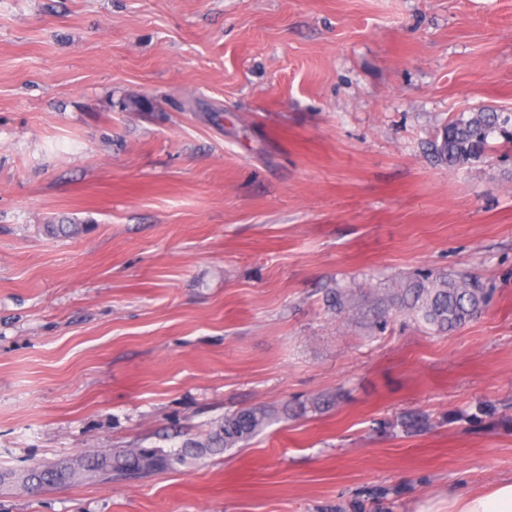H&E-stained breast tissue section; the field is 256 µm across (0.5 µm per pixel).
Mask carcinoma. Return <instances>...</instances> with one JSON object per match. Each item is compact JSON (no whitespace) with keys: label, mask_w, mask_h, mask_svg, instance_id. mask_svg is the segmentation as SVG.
<instances>
[{"label":"carcinoma","mask_w":512,"mask_h":512,"mask_svg":"<svg viewBox=\"0 0 512 512\" xmlns=\"http://www.w3.org/2000/svg\"><path fill=\"white\" fill-rule=\"evenodd\" d=\"M500 136L512 142V113L481 109L460 115L446 124L431 143L433 155L450 168H460L484 157L488 140ZM336 315L363 310V297L348 284L330 291ZM487 306V292L478 278L467 272L418 271L392 281L385 293L373 301L370 311L381 325L397 313H407L436 333H448L480 315ZM271 419L263 406H252L224 415L206 441H188L174 452L155 448H116L110 453L85 455L39 467L14 484L23 489L66 479L85 478L100 482L129 476H147L176 463L203 455L238 448L262 431Z\"/></svg>","instance_id":"1"}]
</instances>
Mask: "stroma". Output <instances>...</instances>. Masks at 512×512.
<instances>
[{
    "mask_svg": "<svg viewBox=\"0 0 512 512\" xmlns=\"http://www.w3.org/2000/svg\"><path fill=\"white\" fill-rule=\"evenodd\" d=\"M512 0H0V471L247 445L0 512H448L512 477ZM468 270L484 312L384 330L326 294ZM500 136L512 142V113L481 109L446 124L431 143L433 155L450 168L482 160L488 140ZM271 416L270 410L263 406L243 408L224 415L205 442L187 441L174 452L155 448H116L110 453L85 455L50 466H39L23 478H14L13 483L23 490H32L49 482L81 477L110 482L129 476H147L169 469L176 463H185L188 459L240 448V444H245L268 425Z\"/></svg>",
    "mask_w": 512,
    "mask_h": 512,
    "instance_id": "obj_1",
    "label": "stroma"
}]
</instances>
